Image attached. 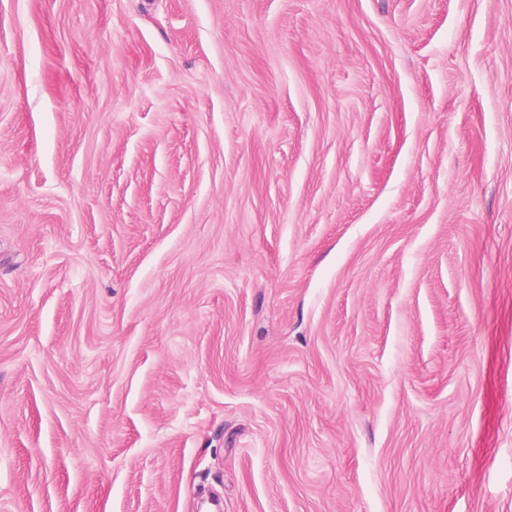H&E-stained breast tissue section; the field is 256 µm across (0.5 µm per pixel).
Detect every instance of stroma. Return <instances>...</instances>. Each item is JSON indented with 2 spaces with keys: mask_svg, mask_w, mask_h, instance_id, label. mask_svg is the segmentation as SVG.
I'll use <instances>...</instances> for the list:
<instances>
[{
  "mask_svg": "<svg viewBox=\"0 0 512 512\" xmlns=\"http://www.w3.org/2000/svg\"><path fill=\"white\" fill-rule=\"evenodd\" d=\"M512 512V0H0V512Z\"/></svg>",
  "mask_w": 512,
  "mask_h": 512,
  "instance_id": "stroma-1",
  "label": "stroma"
}]
</instances>
